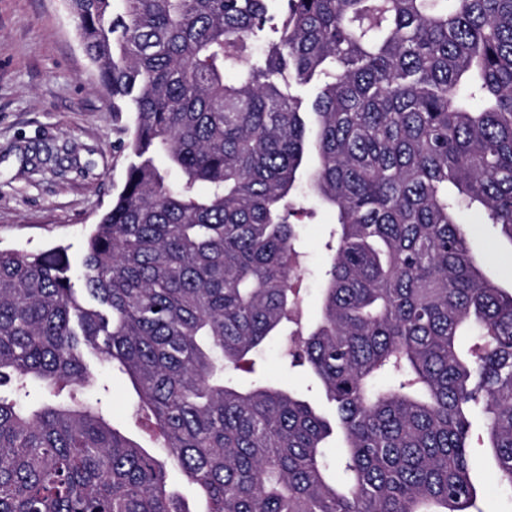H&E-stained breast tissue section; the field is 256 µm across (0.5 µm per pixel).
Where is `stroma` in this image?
I'll return each mask as SVG.
<instances>
[{
    "mask_svg": "<svg viewBox=\"0 0 512 512\" xmlns=\"http://www.w3.org/2000/svg\"><path fill=\"white\" fill-rule=\"evenodd\" d=\"M130 113L114 112L76 35L63 0H0V248L39 252L63 244L81 259L86 234L121 190L131 160ZM336 221L319 209L298 224L303 316L313 320L326 244ZM485 278L512 293V243L473 211L460 214ZM256 370L268 381L301 388L314 404L323 394L302 371L285 369L277 345L266 346ZM95 395L110 420L143 447L149 438L133 418L137 396L127 375L96 366ZM472 475L482 512H512L491 475L485 428L471 430Z\"/></svg>",
    "mask_w": 512,
    "mask_h": 512,
    "instance_id": "1",
    "label": "stroma"
}]
</instances>
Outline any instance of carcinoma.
<instances>
[{"label": "carcinoma", "mask_w": 512, "mask_h": 512, "mask_svg": "<svg viewBox=\"0 0 512 512\" xmlns=\"http://www.w3.org/2000/svg\"><path fill=\"white\" fill-rule=\"evenodd\" d=\"M65 2L132 160L79 272L0 250V512H189L170 465L205 512H468L475 411L512 492V293L458 219L512 242V0ZM309 199L336 232L305 327ZM271 343L333 419L226 375ZM89 355L163 455L90 401ZM167 480L172 489L178 492L188 502V506L191 510H203V503L198 497L196 488L186 481L178 469L172 467L168 468Z\"/></svg>", "instance_id": "cac0c4a2"}]
</instances>
